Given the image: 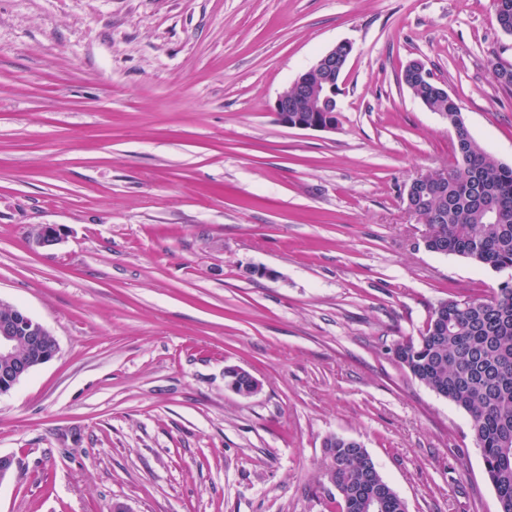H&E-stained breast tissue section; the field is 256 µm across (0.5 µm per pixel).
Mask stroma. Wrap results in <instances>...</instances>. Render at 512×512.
Wrapping results in <instances>:
<instances>
[{"instance_id":"obj_1","label":"stroma","mask_w":512,"mask_h":512,"mask_svg":"<svg viewBox=\"0 0 512 512\" xmlns=\"http://www.w3.org/2000/svg\"><path fill=\"white\" fill-rule=\"evenodd\" d=\"M341 42L335 128L280 124ZM414 60L512 165L491 0H0V300L59 345L0 395V512H336L332 435L407 512H498L468 415L391 354L507 278L406 209L455 147ZM423 67L421 72L418 66ZM425 69L421 62H415L411 67L404 70L403 82L409 87L413 94L422 100L431 111L442 114L447 120L452 119L457 113H461L456 102L449 96L444 95L441 89L430 81L431 73ZM426 74L429 77H425ZM227 373L228 376L231 378L228 383V387L236 394L244 397H250L259 391V382H257L255 377L249 371L238 366H233L230 367ZM242 377L248 378L250 380V382L247 380L241 381V383H243L246 387L251 385L250 389H246L245 386H243L241 390L239 389L238 381Z\"/></svg>"}]
</instances>
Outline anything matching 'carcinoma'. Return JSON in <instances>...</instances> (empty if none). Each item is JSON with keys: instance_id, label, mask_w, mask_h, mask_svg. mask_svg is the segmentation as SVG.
<instances>
[{"instance_id": "cac0c4a2", "label": "carcinoma", "mask_w": 512, "mask_h": 512, "mask_svg": "<svg viewBox=\"0 0 512 512\" xmlns=\"http://www.w3.org/2000/svg\"><path fill=\"white\" fill-rule=\"evenodd\" d=\"M495 10L497 26L512 30V0H497ZM419 65L404 70L403 82L431 111L452 119L458 105ZM455 152L448 175L435 170L422 175L427 192L415 205L426 226L424 247L497 273L512 271V165L496 160L467 130ZM485 203L499 210L500 223L488 220ZM391 352L412 377L469 415L498 512H512V279L469 307L455 298L439 303L421 336L397 342ZM324 454L336 463L335 472H323V479L335 483L339 512H373L377 499L383 512H406L365 448L333 435L324 441Z\"/></svg>"}]
</instances>
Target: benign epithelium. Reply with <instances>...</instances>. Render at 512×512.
Listing matches in <instances>:
<instances>
[{
	"label": "benign epithelium",
	"instance_id": "benign-epithelium-1",
	"mask_svg": "<svg viewBox=\"0 0 512 512\" xmlns=\"http://www.w3.org/2000/svg\"><path fill=\"white\" fill-rule=\"evenodd\" d=\"M352 51L348 42H341L323 54L315 65L306 73L295 79L276 99L274 104L275 114L279 122L289 128L299 129H329L335 126L334 115L330 113L327 102L331 96L338 93L336 85V60L347 63ZM323 76L318 93L309 98L304 108L294 106V99L305 94L308 90V77L311 75ZM61 237L60 230L54 225H44L40 228L36 244L41 247L56 245ZM26 332L28 340L38 343L43 336L50 335V331L40 322L31 318L19 308H13L9 319H0V361L9 363V368L0 370V395L9 392L23 378L39 365H42L53 357L56 352L43 350L38 360L27 363L13 362V354L21 332ZM230 381L228 387L236 394L250 397L259 391V382L247 370L233 366L228 370ZM250 380L251 388H239L240 378Z\"/></svg>",
	"mask_w": 512,
	"mask_h": 512
}]
</instances>
